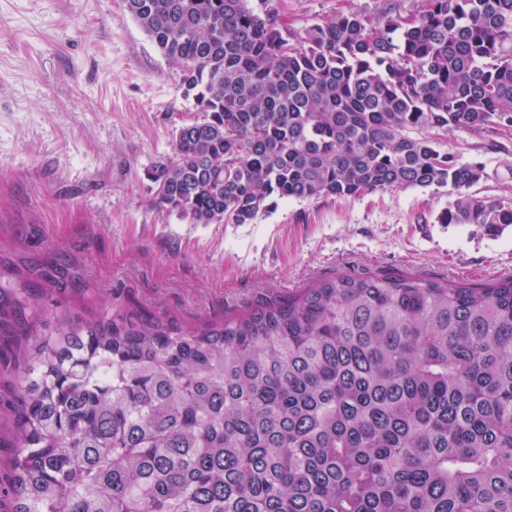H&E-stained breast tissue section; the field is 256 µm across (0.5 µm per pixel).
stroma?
<instances>
[{
	"instance_id": "obj_1",
	"label": "stroma",
	"mask_w": 512,
	"mask_h": 512,
	"mask_svg": "<svg viewBox=\"0 0 512 512\" xmlns=\"http://www.w3.org/2000/svg\"><path fill=\"white\" fill-rule=\"evenodd\" d=\"M290 42L354 13L380 22L425 0H275ZM123 0H0V282L57 319L172 316L197 327L340 274L492 283L512 275V227L442 224L444 187L276 201L249 224H193L153 204L145 172L196 107ZM441 149L482 163L470 195L512 204V131L450 129ZM109 307H102V298ZM22 336L0 334V478L13 456L8 388Z\"/></svg>"
}]
</instances>
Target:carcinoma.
I'll use <instances>...</instances> for the list:
<instances>
[{"label":"carcinoma","mask_w":512,"mask_h":512,"mask_svg":"<svg viewBox=\"0 0 512 512\" xmlns=\"http://www.w3.org/2000/svg\"><path fill=\"white\" fill-rule=\"evenodd\" d=\"M124 0L202 116L146 170L153 205L247 224L278 199L449 187L442 224L487 235L512 205L435 146L512 130V0L341 14L292 45L272 0ZM31 316H25V311ZM17 385L10 512H512V277L338 275L186 328L60 322Z\"/></svg>","instance_id":"carcinoma-1"}]
</instances>
